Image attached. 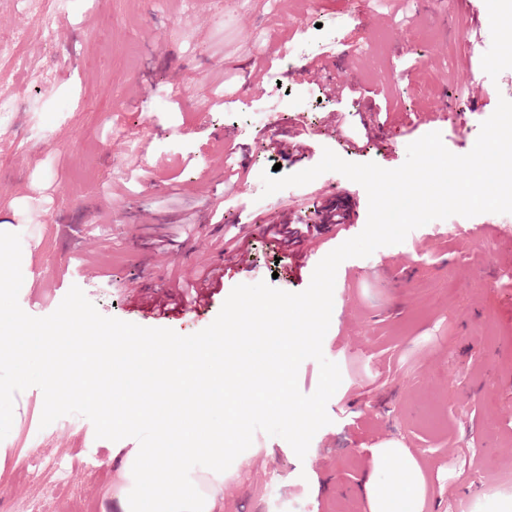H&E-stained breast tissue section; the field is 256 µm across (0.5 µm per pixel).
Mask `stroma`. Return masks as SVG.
Here are the masks:
<instances>
[{
    "mask_svg": "<svg viewBox=\"0 0 512 512\" xmlns=\"http://www.w3.org/2000/svg\"><path fill=\"white\" fill-rule=\"evenodd\" d=\"M353 0H0V31L28 38L14 72H0L16 112L0 127V225L17 226L22 252L38 277L18 301L45 317L71 287L104 316L143 327L156 322L135 305L160 280L185 267L214 266L225 238H242L246 271L225 277L200 314L167 321L181 335L209 326L239 284L261 281L304 291L317 264L357 236L368 218L358 183L327 172L303 186L263 196L262 172L293 174L315 166L324 149L352 163L400 167L407 147L430 131L445 147L471 151L499 99L512 100V66L476 71L482 96L471 101L454 82L461 41L495 25L481 0H365L372 24L356 27ZM356 66L355 83L384 91L398 114L437 101L447 121L415 127L389 121L361 139L331 124L368 100L330 94L322 82L295 79L304 60L328 47ZM301 49L294 60L283 48ZM275 57L263 93L251 92L255 58ZM222 107H212L215 93ZM276 116L272 128L254 121ZM310 134L287 157L273 139ZM237 147L245 173L224 196V220L200 208L195 221L166 205L174 184L187 195L221 189L225 151ZM351 214L344 227L323 225L327 209ZM154 224H134L140 209ZM322 224V244L302 270L294 252L262 231L264 222ZM507 214L473 216L481 243L455 238L451 220L412 230L404 242L344 260L336 274L325 357L342 382L327 403L330 424L305 458L284 439L256 432L247 465L232 464L217 512H267L266 486L277 477L289 512H369L364 485L376 471L373 450L394 442L422 465L424 512H456L460 502L512 477V236L496 227ZM95 242L85 252L82 240ZM170 242L157 261L159 242ZM102 268L90 280L88 266ZM39 388L18 393L12 428L0 446V512H101L118 467L138 442L99 439L92 422L66 415L41 427Z\"/></svg>",
    "mask_w": 512,
    "mask_h": 512,
    "instance_id": "1",
    "label": "stroma"
}]
</instances>
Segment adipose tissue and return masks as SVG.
Returning <instances> with one entry per match:
<instances>
[{
	"mask_svg": "<svg viewBox=\"0 0 512 512\" xmlns=\"http://www.w3.org/2000/svg\"><path fill=\"white\" fill-rule=\"evenodd\" d=\"M375 456L377 468L389 470L390 476L384 481H367L365 493L371 512H424L423 475L418 462L399 448H380Z\"/></svg>",
	"mask_w": 512,
	"mask_h": 512,
	"instance_id": "ef3b65f1",
	"label": "adipose tissue"
}]
</instances>
